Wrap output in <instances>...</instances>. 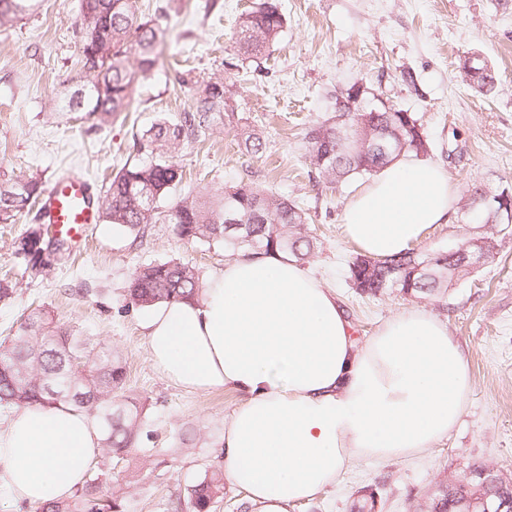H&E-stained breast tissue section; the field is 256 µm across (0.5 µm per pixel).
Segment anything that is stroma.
<instances>
[{
	"label": "stroma",
	"mask_w": 512,
	"mask_h": 512,
	"mask_svg": "<svg viewBox=\"0 0 512 512\" xmlns=\"http://www.w3.org/2000/svg\"><path fill=\"white\" fill-rule=\"evenodd\" d=\"M143 0L153 13L165 8L171 27L155 76L136 88L131 111L105 123L81 122L50 105L82 83L76 65L80 43L71 28L77 0H45L37 14L0 28V167L16 175L38 173L53 181L79 166L95 181L135 159L136 133L161 117L189 108L191 94L178 79L203 85L223 75L233 92V123L205 141L180 146L183 189L232 185L244 176L294 200L318 239L306 267L333 288L364 341L386 319L421 308L446 324L462 348L471 393L448 439L405 458H351L338 482L294 512H353L363 494H374L377 512H415L440 483L485 465L512 477V225L449 223L426 232L424 252L449 250L467 240L494 236V259L433 292L386 291L366 295L353 288L349 264L358 249L341 233L342 212L360 187L342 190L311 175L302 138L329 113L327 93L356 81L379 87L386 104L414 112L430 143L429 160L441 163L455 196L479 189L512 190V0H282L285 29L269 58L243 64L225 45L224 33L254 0ZM479 53L501 73L494 95L475 93L463 79V58ZM264 137L262 153L239 145L240 132ZM21 224H0V272H14V295L0 301V340L16 334L35 307L55 312L83 336L112 346L128 370L126 393L146 406L137 457L140 472L125 512H171L189 485L218 463L224 419L241 400L231 390L189 393L152 367L139 321L130 304V276L140 264L178 259L208 276L230 252L186 243L171 225L151 224L142 242L107 223L87 232L76 257L55 255L43 273L26 271L15 242ZM194 446L175 455L179 437Z\"/></svg>",
	"instance_id": "1"
}]
</instances>
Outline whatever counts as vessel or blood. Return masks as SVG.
Segmentation results:
<instances>
[{
	"instance_id": "1",
	"label": "vessel or blood",
	"mask_w": 512,
	"mask_h": 512,
	"mask_svg": "<svg viewBox=\"0 0 512 512\" xmlns=\"http://www.w3.org/2000/svg\"><path fill=\"white\" fill-rule=\"evenodd\" d=\"M42 221L54 225L58 236L80 237L100 221L94 183L81 173L55 179L45 193Z\"/></svg>"
}]
</instances>
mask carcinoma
I'll return each instance as SVG.
<instances>
[{"instance_id": "carcinoma-1", "label": "carcinoma", "mask_w": 512, "mask_h": 512, "mask_svg": "<svg viewBox=\"0 0 512 512\" xmlns=\"http://www.w3.org/2000/svg\"><path fill=\"white\" fill-rule=\"evenodd\" d=\"M42 0H0V26L16 23L39 10ZM156 17L141 18L137 0H79L71 26L80 41V70L89 77L80 88L59 100L62 112H82L84 119L105 122L128 112L137 85L152 78L170 27ZM286 23L279 0H258L236 20L230 50L246 61L269 54ZM468 85L492 94L499 74L487 64L481 75H464ZM333 115L311 124L303 137L304 158L310 171L327 184L343 185L353 178H370L402 158L426 155L430 144L415 113L386 105L373 88L360 85L337 89ZM192 105L178 118H160L134 137L135 162L109 179L100 207L104 221L139 232L149 224H170L186 241L222 245L241 252H282L303 261L317 248L307 232L306 213L298 204L241 180L221 190L176 195L183 170L173 153L183 144L197 143L214 127L232 122V91L224 78L213 77L192 93ZM244 150H263L260 134L242 133ZM46 185L37 174L14 176L0 171V224H19L40 204ZM50 246L49 225L28 228L17 242L18 254L30 269L40 272L38 245ZM474 268L458 252L410 251L385 261L360 256L350 266L353 285L375 295L386 289L405 294L426 293L466 276ZM204 281L189 263L169 260L141 265L133 272L127 294L139 307L183 301L200 296ZM127 368L112 348L77 335L48 309H34L20 330L0 346V408L39 404L69 405L91 417L101 432L107 456L127 454L137 447L143 426V405L125 395ZM102 491L85 482L62 501L46 503L38 512H124L131 480ZM224 494V472L213 469L187 491L190 512H210ZM512 499V482L498 474L484 484L457 479L439 495L420 505L418 512H456L464 498Z\"/></svg>"}]
</instances>
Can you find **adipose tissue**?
Returning a JSON list of instances; mask_svg holds the SVG:
<instances>
[{"mask_svg": "<svg viewBox=\"0 0 512 512\" xmlns=\"http://www.w3.org/2000/svg\"><path fill=\"white\" fill-rule=\"evenodd\" d=\"M451 210L443 166L402 160L352 196L342 230L363 255L386 260ZM141 326L163 378L242 394L224 420L220 463L250 512H291L335 485L350 457L433 447L471 388L443 322L410 308L356 342L332 289L283 253L225 262L199 299L155 306ZM99 448L94 422L69 406L15 407L0 421V490L32 506L67 498Z\"/></svg>", "mask_w": 512, "mask_h": 512, "instance_id": "obj_1", "label": "adipose tissue"}]
</instances>
